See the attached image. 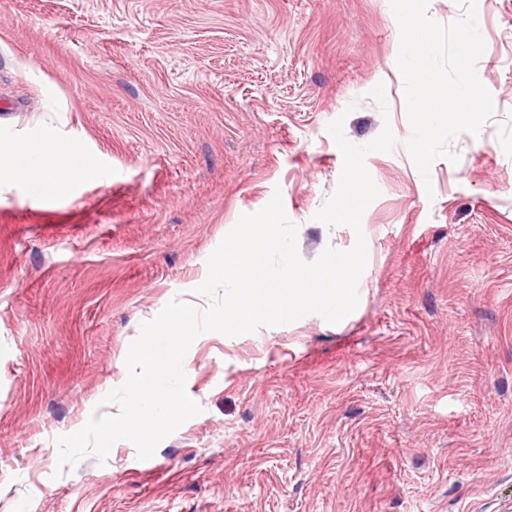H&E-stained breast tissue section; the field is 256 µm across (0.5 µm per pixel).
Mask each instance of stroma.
I'll list each match as a JSON object with an SVG mask.
<instances>
[{
    "instance_id": "obj_1",
    "label": "stroma",
    "mask_w": 512,
    "mask_h": 512,
    "mask_svg": "<svg viewBox=\"0 0 512 512\" xmlns=\"http://www.w3.org/2000/svg\"><path fill=\"white\" fill-rule=\"evenodd\" d=\"M495 112L423 181L389 0H0V142L73 140L105 170L0 195V512H512V0H478ZM384 85L387 111L370 92ZM362 145L380 190L357 308L186 354L202 411L147 460L59 470L143 322L206 310L207 260L281 193L298 251Z\"/></svg>"
}]
</instances>
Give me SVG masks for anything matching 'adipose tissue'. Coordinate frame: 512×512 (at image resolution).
<instances>
[{
  "label": "adipose tissue",
  "mask_w": 512,
  "mask_h": 512,
  "mask_svg": "<svg viewBox=\"0 0 512 512\" xmlns=\"http://www.w3.org/2000/svg\"><path fill=\"white\" fill-rule=\"evenodd\" d=\"M0 150L8 157L7 163L0 165V194L19 184H34L47 195H62L74 182L99 174L78 143L49 134L36 143H8Z\"/></svg>",
  "instance_id": "ef3b65f1"
}]
</instances>
